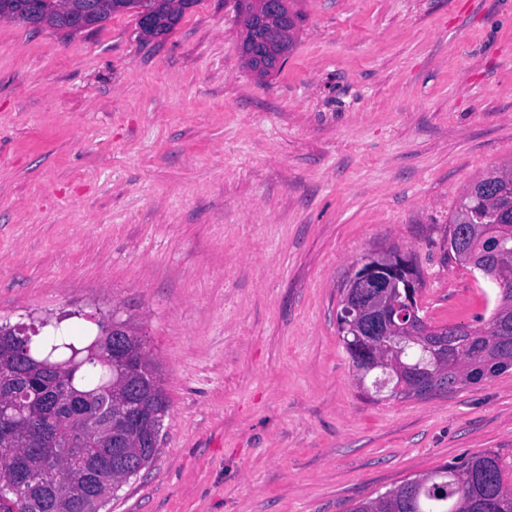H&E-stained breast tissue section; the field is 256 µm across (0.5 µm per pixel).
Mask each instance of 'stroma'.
<instances>
[{"mask_svg":"<svg viewBox=\"0 0 512 512\" xmlns=\"http://www.w3.org/2000/svg\"><path fill=\"white\" fill-rule=\"evenodd\" d=\"M278 73L233 0L144 38L0 19V324L135 315L168 412L102 512H349L493 450L512 367L442 396L367 395L338 335L352 267L412 257L435 325L496 296L449 221L512 168V0H296Z\"/></svg>","mask_w":512,"mask_h":512,"instance_id":"obj_1","label":"stroma"}]
</instances>
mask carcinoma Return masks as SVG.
<instances>
[{
    "label": "carcinoma",
    "instance_id": "cac0c4a2",
    "mask_svg": "<svg viewBox=\"0 0 512 512\" xmlns=\"http://www.w3.org/2000/svg\"><path fill=\"white\" fill-rule=\"evenodd\" d=\"M29 0H0V19L24 26ZM196 0H150L162 20L155 35L171 31L186 9ZM39 30L57 33L64 28L67 14L60 0H39ZM493 229L502 239L503 258L486 261L480 275L497 288L496 305L489 320L481 326L443 325L439 330L448 346L436 352L404 340L400 342L401 362L408 371L432 381L442 393L460 388L458 370H467V382L505 369L512 361V174L492 171L463 192L450 220L460 219ZM392 319L420 315L417 302H407L400 291ZM110 318L95 321L93 332L77 333L62 323H45L28 332L8 324L0 325V338L11 341L14 355L25 359L34 370L31 379L7 383L12 419L0 427V480L4 481L3 512H85L87 493L108 498L112 472L98 476L93 486L75 482L82 469L80 459L69 455L66 447L77 444L89 456L111 451L110 440L99 432H89L66 413L71 395L79 394L107 409H119L121 390L114 385L112 366L104 362L111 356V337L106 335ZM354 322L338 327L339 336L359 376L376 370L373 352L392 343L389 336L374 341L357 335ZM35 472L42 486L23 491L14 488L18 471ZM350 512H512V481H507L500 455L487 451L470 457L461 466H444L414 485L403 483L391 493L353 504Z\"/></svg>",
    "mask_w": 512,
    "mask_h": 512
}]
</instances>
